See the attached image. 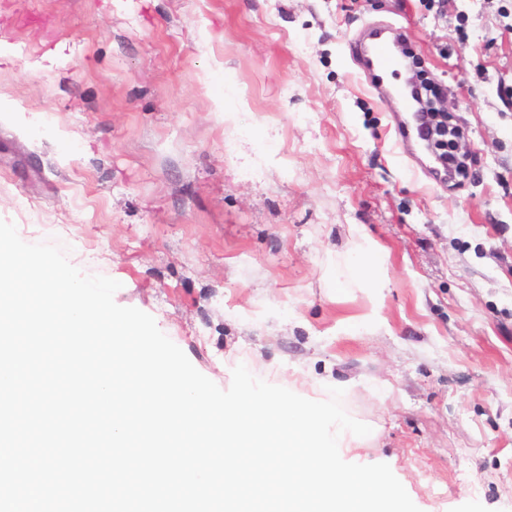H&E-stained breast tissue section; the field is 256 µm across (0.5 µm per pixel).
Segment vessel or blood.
<instances>
[{"label":"vessel or blood","mask_w":512,"mask_h":512,"mask_svg":"<svg viewBox=\"0 0 512 512\" xmlns=\"http://www.w3.org/2000/svg\"><path fill=\"white\" fill-rule=\"evenodd\" d=\"M361 58L371 77V85L382 103L388 106L396 119V129L403 151L413 148L415 138L421 137V111L413 95L391 84L390 78L399 70L400 61L391 43L381 31L368 34L360 41Z\"/></svg>","instance_id":"obj_1"}]
</instances>
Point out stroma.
<instances>
[{"instance_id": "35a3bbf8", "label": "stroma", "mask_w": 512, "mask_h": 512, "mask_svg": "<svg viewBox=\"0 0 512 512\" xmlns=\"http://www.w3.org/2000/svg\"><path fill=\"white\" fill-rule=\"evenodd\" d=\"M385 22L464 176L400 157L354 62ZM0 220L221 389L244 353L343 388L420 512H512V0H0ZM374 259L373 252L362 242H354L353 246L339 256L336 262L338 276L337 282L344 287L348 279L359 276L362 270ZM345 277V280H340Z\"/></svg>"}]
</instances>
